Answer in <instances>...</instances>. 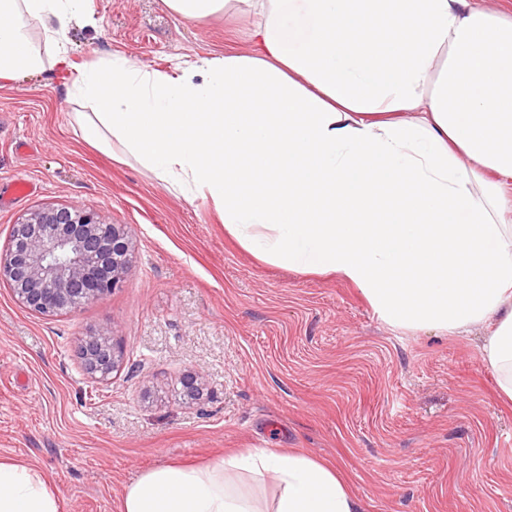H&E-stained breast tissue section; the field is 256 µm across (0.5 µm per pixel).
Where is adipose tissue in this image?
I'll list each match as a JSON object with an SVG mask.
<instances>
[{"instance_id":"1","label":"adipose tissue","mask_w":512,"mask_h":512,"mask_svg":"<svg viewBox=\"0 0 512 512\" xmlns=\"http://www.w3.org/2000/svg\"><path fill=\"white\" fill-rule=\"evenodd\" d=\"M253 19L249 53L75 69L86 0H0V87L52 72L82 139L209 200L264 262L333 273L402 330L462 335L512 400V11L482 0H162ZM246 150L240 163L234 155ZM0 512H59L0 459ZM120 512H364L341 469L253 448L143 471Z\"/></svg>"}]
</instances>
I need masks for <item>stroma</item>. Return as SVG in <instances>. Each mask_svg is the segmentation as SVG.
Returning a JSON list of instances; mask_svg holds the SVG:
<instances>
[{
    "instance_id": "stroma-1",
    "label": "stroma",
    "mask_w": 512,
    "mask_h": 512,
    "mask_svg": "<svg viewBox=\"0 0 512 512\" xmlns=\"http://www.w3.org/2000/svg\"><path fill=\"white\" fill-rule=\"evenodd\" d=\"M68 29L76 67L115 51L144 62L248 51L245 17L196 22L162 0H89ZM51 72L0 88V248L46 206L127 225L133 269L108 296L44 317L0 285V459L33 467L59 512H119L126 486L164 464L206 465L250 448L337 464L366 512H512V402L465 336L396 329L334 275L267 264L206 201L86 144ZM122 345L109 383L87 379L79 342ZM199 374V399L181 379Z\"/></svg>"
}]
</instances>
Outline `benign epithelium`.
Segmentation results:
<instances>
[{"label": "benign epithelium", "mask_w": 512, "mask_h": 512, "mask_svg": "<svg viewBox=\"0 0 512 512\" xmlns=\"http://www.w3.org/2000/svg\"><path fill=\"white\" fill-rule=\"evenodd\" d=\"M132 242L124 224H104L92 212L44 207L12 228L10 247L0 252V283L31 312L54 316L100 299L131 271ZM79 354L84 373L106 382L123 363L110 337L89 332Z\"/></svg>", "instance_id": "obj_1"}]
</instances>
